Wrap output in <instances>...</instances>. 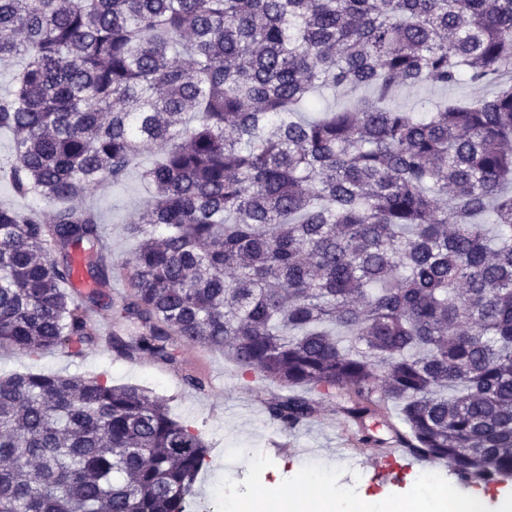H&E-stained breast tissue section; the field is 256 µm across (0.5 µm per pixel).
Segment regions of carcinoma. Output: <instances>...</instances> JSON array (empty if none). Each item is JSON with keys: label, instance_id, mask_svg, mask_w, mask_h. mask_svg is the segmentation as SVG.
I'll return each mask as SVG.
<instances>
[{"label": "carcinoma", "instance_id": "carcinoma-1", "mask_svg": "<svg viewBox=\"0 0 512 512\" xmlns=\"http://www.w3.org/2000/svg\"><path fill=\"white\" fill-rule=\"evenodd\" d=\"M16 59L0 177L53 219L0 207L1 349L221 351L288 390L268 402L283 432L336 391L363 445L385 444L380 417L463 487L512 478V0H0ZM462 81L497 89L391 105ZM339 86L371 95L322 111ZM147 153L114 298L103 224L74 201ZM209 454L142 385L0 376V512H197ZM495 91L493 85L472 86L462 82L448 88L434 86L405 87L399 90L395 105L404 110L421 111L422 105L431 100L472 99L490 96Z\"/></svg>", "mask_w": 512, "mask_h": 512}]
</instances>
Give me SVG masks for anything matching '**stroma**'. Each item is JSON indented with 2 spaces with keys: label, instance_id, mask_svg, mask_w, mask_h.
<instances>
[{
  "label": "stroma",
  "instance_id": "1",
  "mask_svg": "<svg viewBox=\"0 0 512 512\" xmlns=\"http://www.w3.org/2000/svg\"><path fill=\"white\" fill-rule=\"evenodd\" d=\"M493 91L490 85L465 82L448 88L405 87L395 104L418 111L431 100L481 98ZM147 197V187L134 169L124 183L102 185L85 199L107 230L114 267H122L135 247L127 226ZM26 371L104 374L113 383L142 384L167 397L173 415L201 428L211 446V462L199 476L197 492L201 507H213L214 512H236L238 503L257 502L267 474L283 488L302 482L310 473L322 475L318 492L330 504V512H379L387 501L414 494L416 476L426 470L438 473L439 485L423 512H441L443 497L470 495L454 483L444 463H413L395 479L378 480L375 468L384 464L387 449L357 444L356 429L342 411L344 400L335 395L319 399L308 423L290 434L281 433L266 404L282 394V387L262 378H243L222 354L194 345L180 346L177 362L170 366L147 355L129 362L103 348L89 350L80 359L57 351L33 357L0 351V375ZM187 373L207 379L206 390L185 385L182 377Z\"/></svg>",
  "mask_w": 512,
  "mask_h": 512
}]
</instances>
